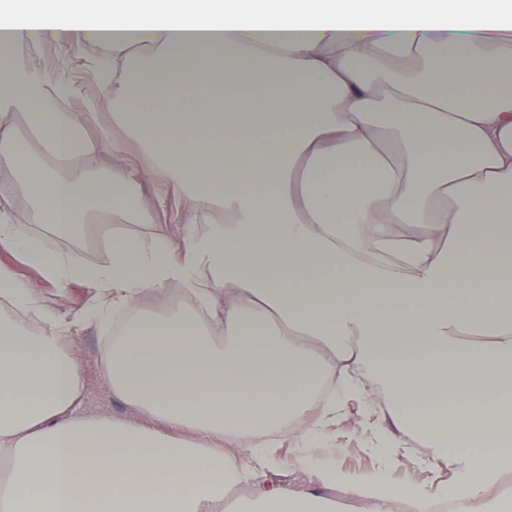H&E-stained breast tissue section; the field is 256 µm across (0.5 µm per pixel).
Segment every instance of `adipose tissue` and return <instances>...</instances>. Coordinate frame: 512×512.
<instances>
[{
  "label": "adipose tissue",
  "mask_w": 512,
  "mask_h": 512,
  "mask_svg": "<svg viewBox=\"0 0 512 512\" xmlns=\"http://www.w3.org/2000/svg\"><path fill=\"white\" fill-rule=\"evenodd\" d=\"M17 0L10 42L63 31L104 45L116 161L51 105L50 76L0 48V198L74 234L106 212L112 261L51 255L8 212L0 248L86 307L40 306L0 265V512H324L317 491L271 482L274 434L300 423L296 465L365 512H427L455 495L486 512L512 468V20L504 0ZM34 114L20 145L12 116ZM152 157H125L127 140ZM185 197L179 232L148 224L155 174ZM127 314L99 369L171 433L81 409L79 332ZM449 400H442V392ZM358 403L380 470L339 472L308 449ZM440 464L448 485L384 469Z\"/></svg>",
  "instance_id": "obj_1"
}]
</instances>
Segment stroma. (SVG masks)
Here are the masks:
<instances>
[{"label":"stroma","instance_id":"stroma-1","mask_svg":"<svg viewBox=\"0 0 512 512\" xmlns=\"http://www.w3.org/2000/svg\"><path fill=\"white\" fill-rule=\"evenodd\" d=\"M104 55L105 49L99 45L49 38L35 44L26 66L32 72L51 74L56 81L70 85L72 94L67 101L68 110L94 113V120L82 130L81 137L88 147L97 149L100 167L107 170L112 166V153L104 143L112 137L108 128L112 103L102 93L100 86L99 68ZM144 200L155 206L153 230L176 233L175 216L182 202L172 184L166 178H155L145 188ZM10 210L14 222L25 225L28 234L39 240L49 253L64 254L89 265L110 263L112 254L110 249L102 247L98 239V225H89L83 233L73 237H60L47 228L31 223V214L19 199L11 200ZM0 263L12 267L17 275L38 289L43 307L74 312L81 309L86 301L88 290L85 284L73 281L63 286L57 285L20 254L0 249ZM104 345V331L95 325L83 330L72 344L75 355L85 368V413L146 423L144 414L126 399L113 394L100 379L98 366L102 361ZM363 443L364 432L358 413L352 409L339 427L336 438L312 447L310 453L318 459L334 462L342 472L359 474L376 466L375 459L364 451Z\"/></svg>","mask_w":512,"mask_h":512}]
</instances>
